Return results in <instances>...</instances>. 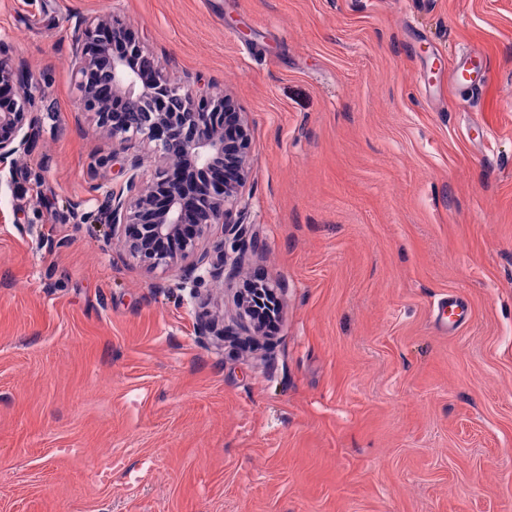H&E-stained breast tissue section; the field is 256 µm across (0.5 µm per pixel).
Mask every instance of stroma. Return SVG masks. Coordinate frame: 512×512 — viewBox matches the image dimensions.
I'll use <instances>...</instances> for the list:
<instances>
[{"label": "stroma", "mask_w": 512, "mask_h": 512, "mask_svg": "<svg viewBox=\"0 0 512 512\" xmlns=\"http://www.w3.org/2000/svg\"><path fill=\"white\" fill-rule=\"evenodd\" d=\"M114 9L252 127L271 335L227 283L201 340L176 270L72 219L122 179L71 78L73 15ZM0 38L42 75L0 189V512H512V0H0ZM284 284L276 279L262 280L256 288H238L237 304L241 314L248 318L255 332H261L260 326L252 319L256 310L265 309L272 314L270 309L279 311L280 305L285 296Z\"/></svg>", "instance_id": "stroma-1"}]
</instances>
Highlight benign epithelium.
<instances>
[{
	"label": "benign epithelium",
	"instance_id": "benign-epithelium-1",
	"mask_svg": "<svg viewBox=\"0 0 512 512\" xmlns=\"http://www.w3.org/2000/svg\"><path fill=\"white\" fill-rule=\"evenodd\" d=\"M72 78L78 110L97 117L112 142V160L123 180L97 198L94 215L79 223L104 222L127 257L152 271L175 268L179 289L198 305V336L224 335L219 316L203 308L210 286L238 278L247 250L258 251L244 217L250 209L245 187L250 173L252 129L233 97L175 81L155 61L120 15L75 17L71 38ZM40 76L0 39V173L29 154L39 137ZM158 159L152 182L142 180L143 155L134 141ZM220 235L202 243L211 228ZM284 284L266 279L237 290L241 314L279 309Z\"/></svg>",
	"mask_w": 512,
	"mask_h": 512
}]
</instances>
